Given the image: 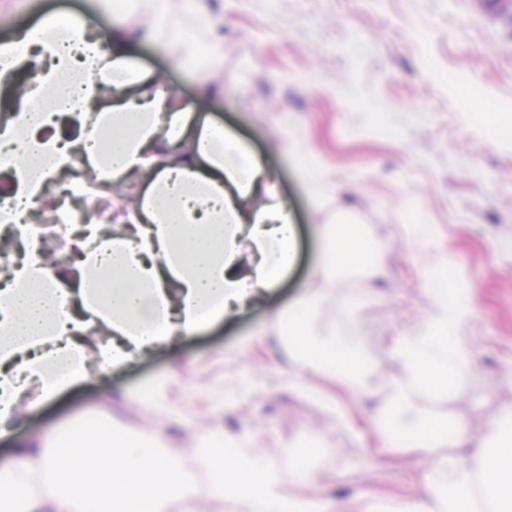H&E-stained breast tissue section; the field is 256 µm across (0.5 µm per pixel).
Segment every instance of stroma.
Listing matches in <instances>:
<instances>
[{
  "label": "stroma",
  "instance_id": "stroma-1",
  "mask_svg": "<svg viewBox=\"0 0 512 512\" xmlns=\"http://www.w3.org/2000/svg\"><path fill=\"white\" fill-rule=\"evenodd\" d=\"M223 18L220 71L175 67L134 34L132 58L267 156L300 230V259L274 296L243 316L186 340L179 378L160 418L141 397L172 360L161 354L106 380L63 393L0 440V466L15 445L98 407L132 431L166 430L168 452L184 456L197 430L246 429L255 450L327 443L312 458V483L327 512H378L385 498L446 482L430 457L379 441L366 417L389 403L398 371L391 346L417 331L435 292L422 267L449 265L468 290L474 366L438 398L436 410L472 435L512 408V17L490 19L472 0H172L170 14ZM79 15L106 36L117 17L97 0H0V41L44 15ZM321 224H355L377 244L380 281L348 275L311 317L372 372L364 394L320 369L303 382L333 396L350 417L284 383L288 353L265 329L279 309L303 298L322 257ZM251 386L239 400L243 386ZM339 409V410H340Z\"/></svg>",
  "mask_w": 512,
  "mask_h": 512
}]
</instances>
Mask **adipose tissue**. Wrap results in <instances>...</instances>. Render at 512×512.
I'll return each instance as SVG.
<instances>
[{"mask_svg": "<svg viewBox=\"0 0 512 512\" xmlns=\"http://www.w3.org/2000/svg\"><path fill=\"white\" fill-rule=\"evenodd\" d=\"M173 65L197 51L182 20L156 34ZM124 25L99 38L78 16L50 14L0 42V83L21 85L20 110L0 125V242L22 258L0 267V439L66 389L129 367L263 303L294 266L295 224L273 174L223 124L135 66ZM67 115L79 134H52ZM66 191L106 208L79 225L70 206L41 225L38 202ZM312 277L325 288L371 261L347 228H326ZM311 300L277 319L294 364L332 366L366 385L357 354L314 336ZM254 438L209 429L181 458L161 436L79 419L21 444L0 468V512H171L217 496L226 512H325L294 492L314 481L296 452L264 457ZM468 464L439 462L446 485L387 501L381 512H512V410L490 423Z\"/></svg>", "mask_w": 512, "mask_h": 512, "instance_id": "obj_1", "label": "adipose tissue"}]
</instances>
